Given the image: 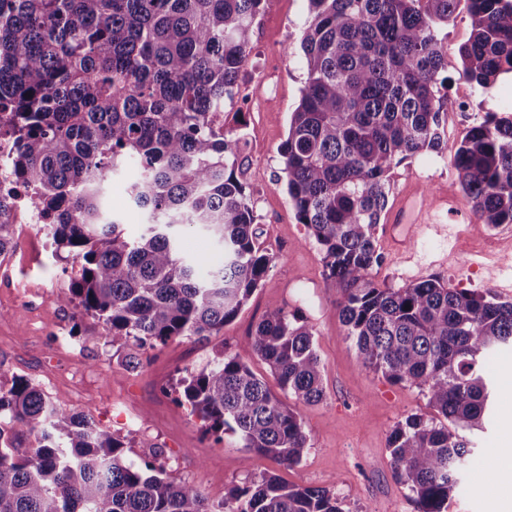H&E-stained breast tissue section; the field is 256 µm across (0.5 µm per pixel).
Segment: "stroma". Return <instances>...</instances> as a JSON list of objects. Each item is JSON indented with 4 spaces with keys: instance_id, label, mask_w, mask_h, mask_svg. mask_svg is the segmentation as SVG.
<instances>
[{
    "instance_id": "35a3bbf8",
    "label": "stroma",
    "mask_w": 512,
    "mask_h": 512,
    "mask_svg": "<svg viewBox=\"0 0 512 512\" xmlns=\"http://www.w3.org/2000/svg\"><path fill=\"white\" fill-rule=\"evenodd\" d=\"M308 17V0H262L250 56L233 100L224 104L226 133L249 138L238 164L259 242L273 258L266 279L237 318L209 340L176 338L144 349L141 368L129 370L124 351L113 346L97 319L79 307L55 303V295L67 290L72 263L54 256L51 243L31 234L0 259V383L10 384L17 376L30 379L69 411L88 414L124 438L128 462L141 467L160 459L171 480L198 488L215 504L227 490L274 473L292 485L336 493L343 512H416L394 476L386 438L408 415L430 418L434 411L417 388L389 383L362 366L339 319L341 289L326 278L318 245L298 223L281 171L278 148L306 78L300 41ZM470 34L467 11L458 8L448 25L447 81L438 93L441 128L454 142L484 113H512L511 74L487 90L464 76L458 48ZM137 174V166L127 164L106 189L108 204L124 213L123 229L131 237L142 231L126 192ZM414 180L461 193L444 153L427 152L393 165L390 197ZM456 222L459 233L452 241L425 233L411 240L424 260L419 268L397 261L384 232H377L382 263L374 268L373 280L383 288H399L435 277L453 288L512 301V270L504 266L512 256L507 237L512 226L500 225L495 237H484L467 204ZM21 281L27 289H18ZM279 308L313 327L326 394L323 402L303 406L287 393L279 395L285 405L298 407L310 437L309 451L292 467L243 448L237 435L225 434L220 441L204 435L200 420L165 393L186 371L202 369L220 351L270 377L248 341L262 318ZM493 375V415L482 430L467 434L475 455L448 512H491L495 505L512 503V482L500 479L497 464L499 451L512 446V355L494 363ZM158 448L163 451L159 457L154 454Z\"/></svg>"
}]
</instances>
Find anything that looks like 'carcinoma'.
Returning <instances> with one entry per match:
<instances>
[{
  "label": "carcinoma",
  "mask_w": 512,
  "mask_h": 512,
  "mask_svg": "<svg viewBox=\"0 0 512 512\" xmlns=\"http://www.w3.org/2000/svg\"><path fill=\"white\" fill-rule=\"evenodd\" d=\"M462 1L472 20L463 71L487 90L512 74V0H309L307 75L279 149L296 216L343 292L340 318L362 364L418 388L446 420L411 414L387 436L417 512H448L471 461L463 431L492 411L491 360L512 350V302L434 278L381 288L371 276L388 174L424 152L448 153L478 223L512 224V113H485L452 144L440 130V32ZM261 3L0 0V132L15 142L18 191L40 206L55 253L72 258L68 292L55 302L102 322L132 368L146 346L219 333L273 262L237 175L239 139L224 132ZM129 161L139 175L128 199L146 217L134 239L105 204L108 181ZM182 227L204 230L221 257L183 253ZM16 247L0 223V256ZM314 336L277 309L249 339L299 404L325 398ZM174 392L218 441L231 432L289 467L310 448L298 409L235 356L219 352ZM125 448L89 415L13 379L0 386V512H343L335 493L273 473L214 507L163 465L127 463Z\"/></svg>",
  "instance_id": "obj_1"
}]
</instances>
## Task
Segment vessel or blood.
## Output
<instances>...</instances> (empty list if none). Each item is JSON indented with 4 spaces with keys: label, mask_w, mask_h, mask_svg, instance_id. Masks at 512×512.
<instances>
[{
    "label": "vessel or blood",
    "mask_w": 512,
    "mask_h": 512,
    "mask_svg": "<svg viewBox=\"0 0 512 512\" xmlns=\"http://www.w3.org/2000/svg\"><path fill=\"white\" fill-rule=\"evenodd\" d=\"M459 202L453 195L445 191L426 188L421 182L408 184L399 194L395 206L386 218L385 232L390 248L399 259L408 261L413 257L405 240L397 238L394 230L398 226H406L408 232H415L434 225L439 213L455 214Z\"/></svg>",
    "instance_id": "b4317fda"
}]
</instances>
